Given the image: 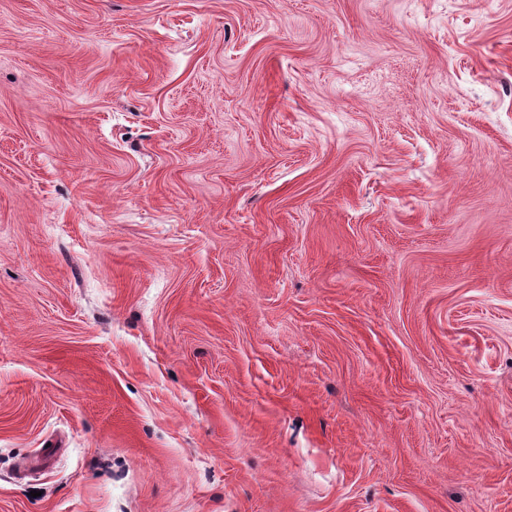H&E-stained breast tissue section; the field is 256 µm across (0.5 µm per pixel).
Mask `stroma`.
Listing matches in <instances>:
<instances>
[{"label":"stroma","instance_id":"obj_1","mask_svg":"<svg viewBox=\"0 0 512 512\" xmlns=\"http://www.w3.org/2000/svg\"><path fill=\"white\" fill-rule=\"evenodd\" d=\"M0 512H512V0H0Z\"/></svg>","mask_w":512,"mask_h":512}]
</instances>
